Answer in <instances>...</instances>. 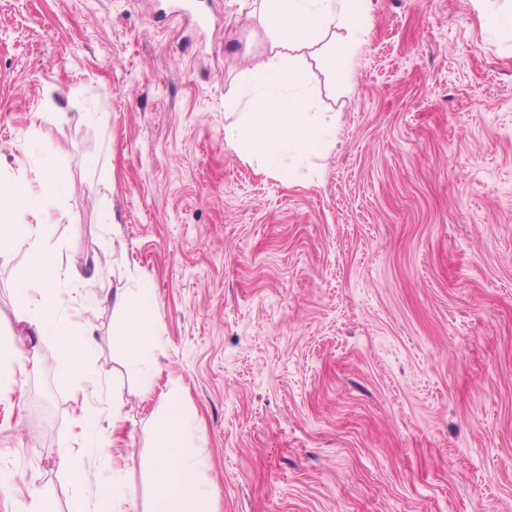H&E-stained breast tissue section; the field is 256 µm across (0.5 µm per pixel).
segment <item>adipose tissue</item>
<instances>
[{
	"label": "adipose tissue",
	"mask_w": 512,
	"mask_h": 512,
	"mask_svg": "<svg viewBox=\"0 0 512 512\" xmlns=\"http://www.w3.org/2000/svg\"><path fill=\"white\" fill-rule=\"evenodd\" d=\"M370 2L261 0L272 33L271 55L249 73L256 101L232 127L231 148L258 161L278 153L306 156L329 148L331 131L314 110L299 61L308 53L320 56L341 80H348ZM40 188L34 195L26 183L0 182V254L28 245L31 260L18 269L17 281L34 306L31 325L40 332L51 330L57 344L56 362L67 372L77 368L88 342L83 329L49 322L61 302L49 241L59 227L53 203L62 184L50 175ZM26 214L33 216V223L23 222ZM113 305L122 316L115 336L134 352L151 346L156 318L153 298L122 291L115 294ZM153 425L160 445L154 452V492L146 512H206L208 492L197 478L200 462L184 445L189 423L174 395L165 396Z\"/></svg>",
	"instance_id": "obj_1"
}]
</instances>
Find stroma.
<instances>
[{
  "instance_id": "1",
  "label": "stroma",
  "mask_w": 512,
  "mask_h": 512,
  "mask_svg": "<svg viewBox=\"0 0 512 512\" xmlns=\"http://www.w3.org/2000/svg\"><path fill=\"white\" fill-rule=\"evenodd\" d=\"M0 0V179L52 161L51 239L83 370L33 335L0 255V512L151 491L161 395L193 416L213 512H512V0H373L354 79L303 60L335 143L284 178L225 140L270 55L243 0ZM156 303L142 391L104 294ZM115 448H90L83 408ZM124 423L113 431L112 411ZM91 474L75 489L62 455ZM26 364L22 352L11 343L0 342V383H16L17 373L24 374Z\"/></svg>"
}]
</instances>
